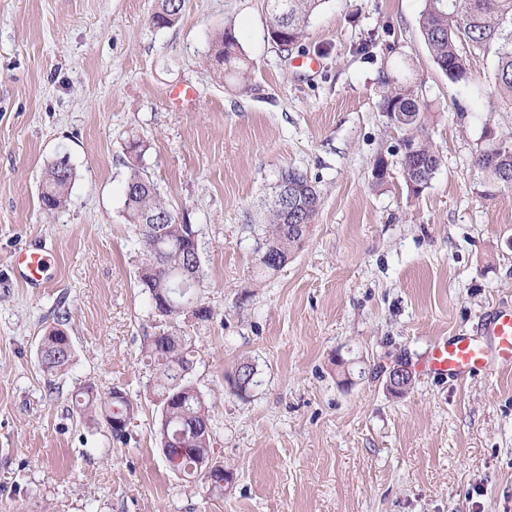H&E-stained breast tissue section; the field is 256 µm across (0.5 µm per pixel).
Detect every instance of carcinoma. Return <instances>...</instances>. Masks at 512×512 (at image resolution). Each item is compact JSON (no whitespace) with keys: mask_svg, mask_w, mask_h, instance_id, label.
I'll use <instances>...</instances> for the list:
<instances>
[{"mask_svg":"<svg viewBox=\"0 0 512 512\" xmlns=\"http://www.w3.org/2000/svg\"><path fill=\"white\" fill-rule=\"evenodd\" d=\"M325 0H267L269 11L268 38L280 34L276 45L286 50L298 43L310 16ZM420 15V32L432 58L452 82L467 80L468 57L483 53L495 58L494 87L504 103L512 106V0H424ZM184 0H158L151 21L158 28L177 22ZM211 51L217 65L214 74L224 77V71L245 72L250 62L232 26L216 33ZM389 120L399 123L406 138L402 140L401 168L409 189L421 193L428 187L440 167L441 159L426 137V117L414 91L393 87L381 103ZM476 164L484 174V196L512 190V134L500 137L478 150ZM76 179L70 161L56 158L46 169L39 203L43 211L53 213L63 208L69 190ZM276 182L288 187V205L293 211L284 214L269 202H264L267 222L262 225L256 248V266L260 275H273L288 263V258L301 244L303 237L290 231L292 224H312L320 207V194L301 171L285 167L278 172ZM124 214L127 223L136 230L142 251L138 270L147 274L138 277L142 290L148 293L158 316L169 320L162 333L147 336L142 351L154 364V376L149 387L160 409L159 424L168 427L178 447L185 449L178 472L186 478H199L212 489H224V478L213 479L202 474V453L212 454L210 407L192 380L199 354L196 341L188 330L179 326L184 309L199 306L197 322L214 318L213 310L194 295L195 284L179 287L182 268L191 261L202 263V246L193 225L178 221L177 215L160 197L153 180L142 165L128 167L124 184ZM153 215L166 217L167 224L144 227ZM66 316H58L55 325L46 328L39 353L42 369L50 374L66 370L74 352H66L62 344L69 336L60 335ZM253 364L240 362L227 376L233 392L245 394L257 384ZM81 408L99 406L105 418H131L134 404L128 397H115V391L103 396L88 387Z\"/></svg>","mask_w":512,"mask_h":512,"instance_id":"obj_1","label":"carcinoma"}]
</instances>
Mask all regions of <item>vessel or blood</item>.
Instances as JSON below:
<instances>
[{"mask_svg": "<svg viewBox=\"0 0 512 512\" xmlns=\"http://www.w3.org/2000/svg\"><path fill=\"white\" fill-rule=\"evenodd\" d=\"M26 283L44 282L48 257L42 249L29 246L18 255ZM485 340L455 335L446 337L429 350L421 368L427 374L451 382L466 380L480 373L512 368V308L493 312L485 327Z\"/></svg>", "mask_w": 512, "mask_h": 512, "instance_id": "vessel-or-blood-1", "label": "vessel or blood"}]
</instances>
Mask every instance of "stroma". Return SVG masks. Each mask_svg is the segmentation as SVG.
Segmentation results:
<instances>
[{"label":"stroma","instance_id":"1","mask_svg":"<svg viewBox=\"0 0 512 512\" xmlns=\"http://www.w3.org/2000/svg\"><path fill=\"white\" fill-rule=\"evenodd\" d=\"M158 0H0V512H512V370L452 383L420 371L432 345L481 336L512 307V192L483 196L480 147L512 133L492 56L467 80L434 64L422 0H324L301 42L267 37V0H185L154 28ZM233 25L251 67L214 78L211 39ZM194 107L173 109L176 85ZM413 88L441 166L420 194L401 170L402 130L380 107ZM161 197L199 233L193 380L212 410L223 490L168 466L144 337L162 320L137 282L124 216L128 135ZM68 153L67 206L39 189ZM388 163L376 182L378 159ZM322 205L287 265L254 266L257 205L281 168ZM44 249L51 277L16 260ZM74 347L44 374L40 338L59 314ZM407 358L393 393L385 368ZM257 369L247 396L224 375ZM137 404L123 439L77 413L84 386ZM17 259L24 269L23 276L26 283L30 285H41L44 283L48 257L42 249L28 246L19 253ZM413 381V371L407 363L397 362L390 367L387 376L388 386L397 391H406Z\"/></svg>","mask_w":512,"mask_h":512}]
</instances>
